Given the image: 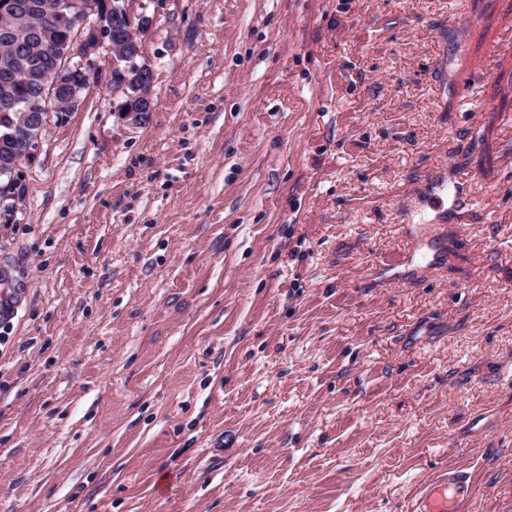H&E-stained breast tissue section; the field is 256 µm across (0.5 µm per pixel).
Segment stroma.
<instances>
[{
	"label": "stroma",
	"instance_id": "obj_1",
	"mask_svg": "<svg viewBox=\"0 0 512 512\" xmlns=\"http://www.w3.org/2000/svg\"><path fill=\"white\" fill-rule=\"evenodd\" d=\"M128 5L153 112L98 60L0 217V512H512V0ZM448 191V176L445 173H436L425 179L424 184L419 186L417 195L426 194L428 192H434L437 194H431L430 199L433 204L437 207L445 209V195L447 196ZM469 177L464 173H460L456 176V185L454 186V193L452 197L448 198V213L458 214L459 211L476 206L480 203V200L474 195H465L461 191V187L468 183ZM476 492L471 476L459 468L448 471L423 485L415 495L413 512H466Z\"/></svg>",
	"mask_w": 512,
	"mask_h": 512
}]
</instances>
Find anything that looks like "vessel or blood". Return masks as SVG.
<instances>
[{"label":"vessel or blood","instance_id":"b4317fda","mask_svg":"<svg viewBox=\"0 0 512 512\" xmlns=\"http://www.w3.org/2000/svg\"><path fill=\"white\" fill-rule=\"evenodd\" d=\"M446 174L437 173L426 178L418 191L430 194L431 201L437 207L447 208L449 213L478 205L479 200L464 194L462 185L468 183L466 174H459L456 181L457 191H449ZM476 492V485L471 476L459 468H449L423 485L414 498L413 512H466L468 503Z\"/></svg>","mask_w":512,"mask_h":512}]
</instances>
